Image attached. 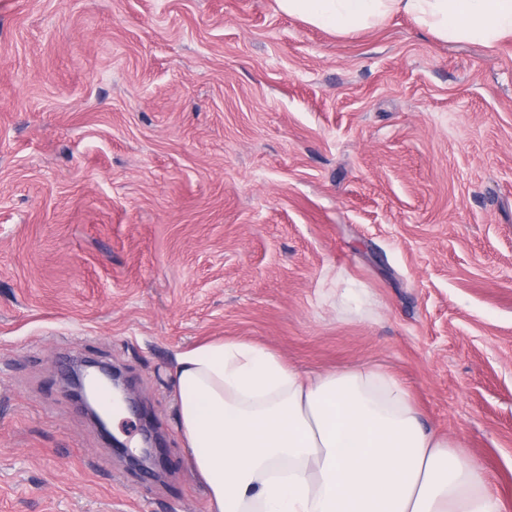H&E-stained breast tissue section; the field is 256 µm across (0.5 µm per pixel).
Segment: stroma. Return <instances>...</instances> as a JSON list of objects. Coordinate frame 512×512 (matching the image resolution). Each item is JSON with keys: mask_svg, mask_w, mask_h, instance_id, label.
<instances>
[{"mask_svg": "<svg viewBox=\"0 0 512 512\" xmlns=\"http://www.w3.org/2000/svg\"><path fill=\"white\" fill-rule=\"evenodd\" d=\"M390 373L512 512V39L275 0H0V512H207L178 353ZM120 368L138 470L69 400ZM90 371H93L106 379L113 387L121 389L117 379L118 373L113 370L111 366L93 359H85L83 369L79 372L71 370L70 374L65 379V385L68 388V391H71L72 394L79 399L88 410L91 411L99 428L106 431L108 429L104 419L99 415L91 403L95 399V393L86 381Z\"/></svg>", "mask_w": 512, "mask_h": 512, "instance_id": "35a3bbf8", "label": "stroma"}]
</instances>
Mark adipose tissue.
Wrapping results in <instances>:
<instances>
[{
    "mask_svg": "<svg viewBox=\"0 0 512 512\" xmlns=\"http://www.w3.org/2000/svg\"><path fill=\"white\" fill-rule=\"evenodd\" d=\"M337 35L403 13L436 37L512 38V0H276ZM178 428L208 512H501L479 464L427 428L386 372L305 375L260 345L178 354Z\"/></svg>",
    "mask_w": 512,
    "mask_h": 512,
    "instance_id": "ef3b65f1",
    "label": "adipose tissue"
}]
</instances>
